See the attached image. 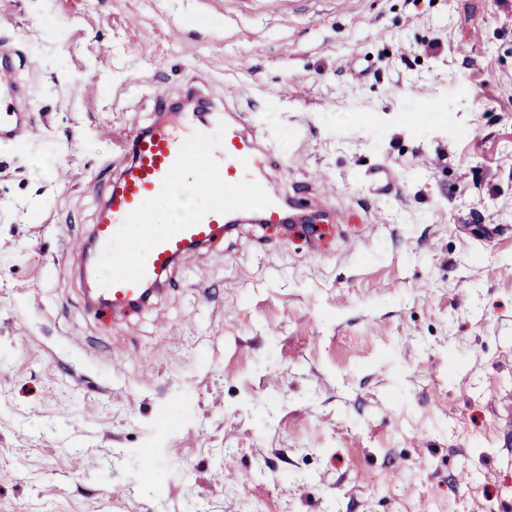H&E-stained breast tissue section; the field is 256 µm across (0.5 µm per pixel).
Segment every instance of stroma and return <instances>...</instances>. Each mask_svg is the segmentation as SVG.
<instances>
[{"mask_svg": "<svg viewBox=\"0 0 512 512\" xmlns=\"http://www.w3.org/2000/svg\"><path fill=\"white\" fill-rule=\"evenodd\" d=\"M0 26L36 123L0 148V512H512V0H0ZM191 94L250 112L314 219L96 314L118 137Z\"/></svg>", "mask_w": 512, "mask_h": 512, "instance_id": "stroma-1", "label": "stroma"}]
</instances>
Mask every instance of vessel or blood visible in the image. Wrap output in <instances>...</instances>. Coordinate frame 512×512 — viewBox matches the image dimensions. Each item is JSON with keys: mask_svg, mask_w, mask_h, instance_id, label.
<instances>
[{"mask_svg": "<svg viewBox=\"0 0 512 512\" xmlns=\"http://www.w3.org/2000/svg\"><path fill=\"white\" fill-rule=\"evenodd\" d=\"M16 53H0V86L8 100L0 108V140H24L34 120L20 111L13 96ZM206 139L209 152L198 162L187 160L194 141ZM125 146L132 155L98 215L95 247L101 255L121 261L111 271L95 274L94 309L126 311L156 290L163 273L192 249L213 245L235 219L260 216L262 223H283L282 205L258 179L270 167V151L262 136L250 129L241 112H228L224 122L205 120L197 112L174 113L148 132L130 133ZM167 192L174 209L185 217L164 235H154L155 222L147 201ZM139 235H132V225Z\"/></svg>", "mask_w": 512, "mask_h": 512, "instance_id": "1", "label": "vessel or blood"}]
</instances>
